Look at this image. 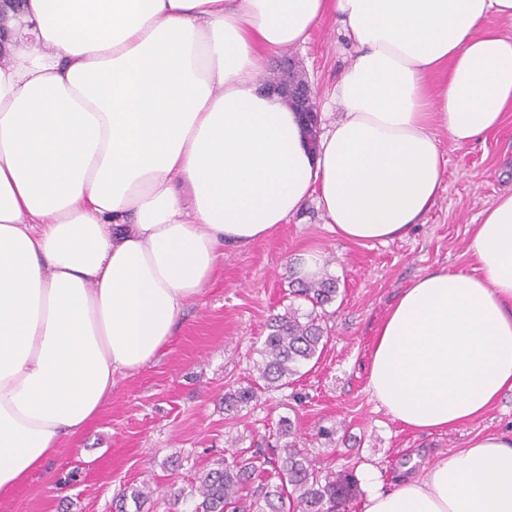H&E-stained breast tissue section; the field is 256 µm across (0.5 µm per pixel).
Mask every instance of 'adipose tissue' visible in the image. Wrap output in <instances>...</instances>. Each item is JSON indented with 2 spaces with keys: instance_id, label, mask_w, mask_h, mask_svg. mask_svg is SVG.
Instances as JSON below:
<instances>
[{
  "instance_id": "obj_1",
  "label": "adipose tissue",
  "mask_w": 512,
  "mask_h": 512,
  "mask_svg": "<svg viewBox=\"0 0 512 512\" xmlns=\"http://www.w3.org/2000/svg\"><path fill=\"white\" fill-rule=\"evenodd\" d=\"M335 11L356 55L310 148L264 54ZM509 20L489 29L488 17ZM0 63V498L149 364L224 245L317 197L344 239L403 237L435 203L439 132L462 148L512 110V0H23ZM472 272L405 288L368 389L418 432L512 391V194L474 225ZM363 512H512V435L486 434Z\"/></svg>"
}]
</instances>
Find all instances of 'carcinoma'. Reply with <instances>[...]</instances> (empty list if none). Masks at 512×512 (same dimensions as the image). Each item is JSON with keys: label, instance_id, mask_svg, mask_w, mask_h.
Returning a JSON list of instances; mask_svg holds the SVG:
<instances>
[{"label": "carcinoma", "instance_id": "1", "mask_svg": "<svg viewBox=\"0 0 512 512\" xmlns=\"http://www.w3.org/2000/svg\"><path fill=\"white\" fill-rule=\"evenodd\" d=\"M338 291L332 277L296 282L292 296L310 303L311 310L301 314L290 306L268 321L256 376L224 394L226 410L238 411L262 393L288 387L304 367L319 361L330 340L323 326L325 306L336 300ZM275 441L270 453L240 449L197 477L190 493L182 488L170 495L177 502L190 497V512H347L360 492L354 471L317 466L299 447L288 417L279 419ZM156 492L149 485L125 486L117 493L116 512H126L127 501L140 505Z\"/></svg>", "mask_w": 512, "mask_h": 512}]
</instances>
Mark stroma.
I'll return each mask as SVG.
<instances>
[{"mask_svg":"<svg viewBox=\"0 0 512 512\" xmlns=\"http://www.w3.org/2000/svg\"><path fill=\"white\" fill-rule=\"evenodd\" d=\"M287 53L312 81L321 125L329 127L341 112L333 92L355 55L335 12ZM439 139L446 159L440 194L406 236L385 244L347 241L312 198L270 238L225 247L164 350L117 376L96 420L0 500V512H60L64 504L69 512H115L113 498L127 484L190 488L236 449L266 447L283 416L321 466L374 471L387 488L411 461L426 464L478 434H511V393L455 430L417 433L392 420L367 390L378 328L404 288L434 269L470 271L473 224L498 196L512 193V112L469 147H455L444 133ZM309 251L338 281L325 318L329 343L312 371L288 388L262 394L242 411L226 410L225 392L255 374L267 319L292 304L296 263ZM322 427L333 436L319 435Z\"/></svg>","mask_w":512,"mask_h":512,"instance_id":"1","label":"stroma"}]
</instances>
